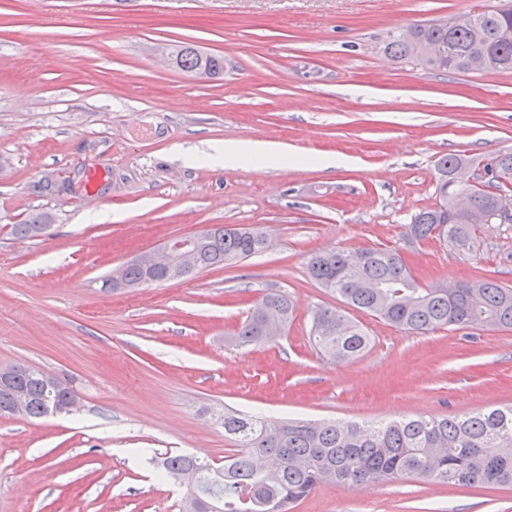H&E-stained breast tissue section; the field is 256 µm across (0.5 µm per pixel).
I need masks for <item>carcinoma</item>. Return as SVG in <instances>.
<instances>
[{"label": "carcinoma", "mask_w": 512, "mask_h": 512, "mask_svg": "<svg viewBox=\"0 0 512 512\" xmlns=\"http://www.w3.org/2000/svg\"><path fill=\"white\" fill-rule=\"evenodd\" d=\"M431 44L436 53L420 48ZM383 52L395 61L412 60L424 70L445 73L472 71L479 59L483 70L512 72V3L468 15V22L414 23L394 32ZM174 66L200 78L224 74V57L200 52L192 45L175 50ZM473 170L467 209L455 208L456 169ZM435 203L411 216L404 233L413 246L426 241L451 245L469 257L479 251L476 232L491 222L512 223L499 212L504 193L512 195V152L482 163L466 154H449L437 164ZM54 222L46 211L12 224L15 240L43 236ZM267 230L261 225L211 224L194 252V272L235 264L265 251ZM396 246L365 245L308 258L312 281L338 297L349 309L379 318L410 334L446 327L512 329V287L495 281H462L452 288L421 284ZM152 277L132 261L119 270L123 285L138 287ZM295 311L291 295H263L238 326L240 345L273 342L288 329ZM313 345L340 362L359 356L370 338L359 320L336 307L315 311L310 328ZM10 389H0V413L12 410L13 391L27 395L23 417L47 415L58 401L51 375L29 365L10 367ZM224 439L234 453L219 468L188 455L162 459V478L187 485L185 512H292L322 484L356 488L363 484L414 478L439 485L512 486V406L462 416L393 420L369 428L331 421L288 420L267 423L259 417L224 412Z\"/></svg>", "instance_id": "1"}]
</instances>
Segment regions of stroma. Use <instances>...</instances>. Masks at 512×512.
Masks as SVG:
<instances>
[{"mask_svg":"<svg viewBox=\"0 0 512 512\" xmlns=\"http://www.w3.org/2000/svg\"><path fill=\"white\" fill-rule=\"evenodd\" d=\"M497 4L0 0V368L38 367L80 398L71 415H0V512H183L185 486L158 479L152 459L223 465L228 408L379 423L512 403V330L410 335L365 315L369 347L338 362L310 341L314 311L338 300L307 274L327 246H403L411 214L435 202L440 157L512 151V73L425 71L381 50L394 29ZM185 43L223 56V77L159 61ZM242 140L282 154L260 172L209 162L214 144ZM330 156L341 166L321 169ZM45 175L72 177L73 191L34 193ZM37 210L54 216L48 235H7ZM209 224L265 225L270 245L104 290L138 253ZM478 237L469 260L436 241L410 248L418 280L512 286V224ZM273 289L295 300L287 332L236 345ZM294 512H512V487L322 485Z\"/></svg>","mask_w":512,"mask_h":512,"instance_id":"35a3bbf8","label":"stroma"}]
</instances>
